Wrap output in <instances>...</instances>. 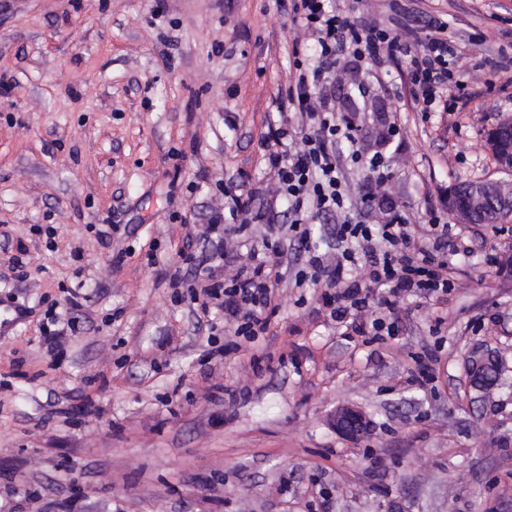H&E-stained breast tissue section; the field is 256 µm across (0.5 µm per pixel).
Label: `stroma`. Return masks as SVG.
<instances>
[{"label":"stroma","mask_w":512,"mask_h":512,"mask_svg":"<svg viewBox=\"0 0 512 512\" xmlns=\"http://www.w3.org/2000/svg\"><path fill=\"white\" fill-rule=\"evenodd\" d=\"M424 7L475 39L457 111L411 109L402 62L361 61L324 90L358 127L338 147L351 190L373 154L390 173L366 224L417 226L449 186L498 175L485 133L512 83L486 61L512 0ZM295 49L317 58L276 0H0V512H512V222L455 224L453 290L406 300L397 338L347 335L320 287L289 278L267 335L220 362L147 263L154 241L177 266L220 186L268 182L259 139ZM21 247L27 275L8 278ZM75 286L80 329L55 363L39 321ZM482 345L508 370L479 398L465 361ZM88 397L101 414H80ZM346 404L372 421L361 439L330 425Z\"/></svg>","instance_id":"35a3bbf8"}]
</instances>
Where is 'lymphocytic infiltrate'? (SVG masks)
Returning <instances> with one entry per match:
<instances>
[{"mask_svg": "<svg viewBox=\"0 0 512 512\" xmlns=\"http://www.w3.org/2000/svg\"><path fill=\"white\" fill-rule=\"evenodd\" d=\"M289 8L319 46L320 62L311 67L294 59L287 102L295 118L269 126L262 139L272 183L232 194L230 208L213 209L204 231L186 235L178 254L183 264L195 263L198 241L208 239L228 216L237 221L241 234L251 225H267L276 231L264 242L271 258L239 267L229 280L223 265L209 266L205 277L190 290L201 310L213 308L222 313L225 324L246 342L267 333L279 308L277 289L288 271V241L293 238L308 266L307 271L297 272L296 285L324 284L322 305L331 319L356 335L382 341L398 335L400 303L405 297L434 299L451 289L448 257L457 253L458 245L436 209L429 210L416 238L398 214L382 224L347 218L353 201L340 174L336 146L343 141L355 143L357 127L350 114L336 112L321 91L335 80L341 58L402 59L407 63L404 82L414 104L429 112L439 103L444 111L452 112L467 94L452 67L459 47L450 38L447 19L418 18L399 0H393L394 17L387 26L375 20L354 23L329 7L327 0H290ZM450 87L454 95L442 99L443 90ZM267 193L289 201L293 208L290 223L279 222L277 214L260 206V198ZM313 214L341 216L335 233L336 255L312 244L307 223Z\"/></svg>", "mask_w": 512, "mask_h": 512, "instance_id": "1", "label": "lymphocytic infiltrate"}]
</instances>
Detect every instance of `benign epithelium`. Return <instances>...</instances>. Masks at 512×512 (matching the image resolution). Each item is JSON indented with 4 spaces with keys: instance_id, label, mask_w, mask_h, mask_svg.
<instances>
[{
    "instance_id": "benign-epithelium-1",
    "label": "benign epithelium",
    "mask_w": 512,
    "mask_h": 512,
    "mask_svg": "<svg viewBox=\"0 0 512 512\" xmlns=\"http://www.w3.org/2000/svg\"><path fill=\"white\" fill-rule=\"evenodd\" d=\"M486 146L500 172L512 175V116L499 119L486 135ZM448 211L464 224L478 223V217L489 208L512 212V183L503 180H482L455 185L446 196ZM472 389L483 395L498 385L502 364L488 349H476L467 357ZM336 431L356 439L370 429V419L355 406H343L331 417Z\"/></svg>"
}]
</instances>
